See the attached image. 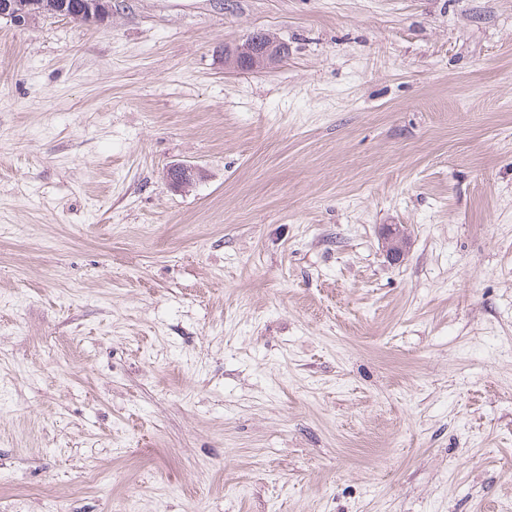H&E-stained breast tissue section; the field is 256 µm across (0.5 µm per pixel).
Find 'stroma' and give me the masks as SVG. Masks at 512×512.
Masks as SVG:
<instances>
[{"label": "stroma", "mask_w": 512, "mask_h": 512, "mask_svg": "<svg viewBox=\"0 0 512 512\" xmlns=\"http://www.w3.org/2000/svg\"><path fill=\"white\" fill-rule=\"evenodd\" d=\"M0 512H512V0L0 18ZM288 58V44L264 31H255L233 46L224 45V65L237 71L270 68ZM201 170L189 163L176 162L166 169V179L175 191H183L201 179ZM402 228L401 225L387 224L383 228V240L387 254L393 260H398L404 256V244L402 241Z\"/></svg>", "instance_id": "stroma-1"}]
</instances>
